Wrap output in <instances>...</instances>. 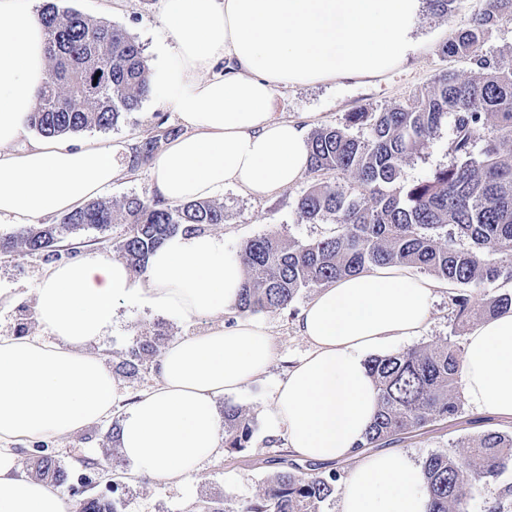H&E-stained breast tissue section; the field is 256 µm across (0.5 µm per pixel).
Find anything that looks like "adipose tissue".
I'll return each instance as SVG.
<instances>
[{"label":"adipose tissue","mask_w":512,"mask_h":512,"mask_svg":"<svg viewBox=\"0 0 512 512\" xmlns=\"http://www.w3.org/2000/svg\"><path fill=\"white\" fill-rule=\"evenodd\" d=\"M422 0H165L173 44L149 71L184 128L150 166L167 203L235 187L266 197L308 169L306 130L274 116L277 88L379 76L417 47ZM224 73H216L218 64ZM48 79L45 32L26 0H0V222L22 227L81 207L109 189L131 155L112 140L71 147L27 141L28 116ZM244 268L222 236L179 232L144 273L107 254L51 267L35 288L41 335L0 336V512H69L56 488L22 472L16 444L74 434L117 415L129 479L188 482L221 452L217 403L256 383L273 357L267 326L251 316L178 336L157 360L158 382L122 404L111 370L88 347L113 327L117 303L181 320L235 307ZM435 283L402 266L337 280L304 307L298 329L310 352L280 382L270 427L299 457L355 459L341 512H428L421 468L399 451L360 457L377 390L370 353L418 335ZM460 384L476 410L512 419V309L476 325Z\"/></svg>","instance_id":"obj_1"}]
</instances>
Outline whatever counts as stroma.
I'll use <instances>...</instances> for the list:
<instances>
[{
	"instance_id": "stroma-1",
	"label": "stroma",
	"mask_w": 512,
	"mask_h": 512,
	"mask_svg": "<svg viewBox=\"0 0 512 512\" xmlns=\"http://www.w3.org/2000/svg\"><path fill=\"white\" fill-rule=\"evenodd\" d=\"M59 5L126 28L143 44L150 61L155 60L160 46L171 42L161 23L163 0H59ZM486 5L487 0H453L445 15L432 6H424L418 20L421 45L400 67L380 76L277 90L274 104L277 117L303 121L315 131L343 124L346 114L359 108L375 112L394 105L413 104L440 71L471 76L474 69L468 60L443 55L441 47L450 30L468 27L473 15ZM161 120L173 128L179 125L176 113L167 109L161 93L155 91L136 111L125 114L116 126L107 130L86 129L69 135L68 140L79 144L91 139L112 138L136 143L149 137ZM451 137V126L443 125L426 147L403 165L401 183L408 185L426 179L437 169L448 166L452 161ZM311 181V174H304L294 185L268 197H255L237 188L225 189L223 195L216 198L217 203L224 206V221L211 226V233L223 236L226 248L232 250L239 249L250 238L270 233L285 240L303 242L319 238L325 231L324 225L300 222L296 214V201ZM125 231L122 224L104 230H82L64 238L50 256L27 253L0 256V286L10 289L16 298L14 305L0 308V336L16 335L22 312L34 308V288L51 265L90 253L115 254L116 244ZM451 296L447 281H440L427 328L403 342V349L437 346L452 339L457 344H465V336L456 333ZM312 297V292H302L288 308L261 315L273 339L274 360L259 382L231 397L232 403L254 421L248 448L222 453L205 463L194 478L182 486L142 479L125 482L115 492L99 485L94 488V495L118 499L121 512H198L201 505L210 501L225 504L234 512L235 508L254 499L277 472L347 474L352 461L331 464L301 459L287 448L283 435L272 431L264 419L273 404L278 383L310 349L298 332V318ZM116 320L118 326L112 335L90 347L91 352L110 367L126 358L136 339L148 338L162 347L174 337L195 334L211 324L207 318L194 322L154 315L133 304L119 305ZM111 428L112 421L106 418L72 436L45 441L40 450L32 444H19L17 452L22 468L31 471L39 454L44 453L73 478L80 474L82 461L88 459L115 465L120 472L128 470L118 443L112 439ZM490 431L511 433L512 421L478 413L468 405L461 416L436 420L398 436L392 447L421 464L437 452L463 456L465 439ZM511 485L512 466L496 480L474 482L468 495V512H487L489 505L495 502L501 504L503 512H512V497L502 496L505 487Z\"/></svg>"
}]
</instances>
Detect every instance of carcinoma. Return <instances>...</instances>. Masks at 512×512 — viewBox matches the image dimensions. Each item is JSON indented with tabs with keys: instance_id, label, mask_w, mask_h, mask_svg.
<instances>
[{
	"instance_id": "1",
	"label": "carcinoma",
	"mask_w": 512,
	"mask_h": 512,
	"mask_svg": "<svg viewBox=\"0 0 512 512\" xmlns=\"http://www.w3.org/2000/svg\"><path fill=\"white\" fill-rule=\"evenodd\" d=\"M512 18V0H488L466 28L448 35L442 54L469 60L471 78L443 71L411 106L379 112L358 109L341 127L327 126L310 137L313 182L298 198L299 220L327 224L313 241H285L276 234L247 240L238 250L245 284L236 304L240 312H273L288 307L304 290L319 288L371 266L402 265L427 271L460 287L512 280V67L484 51L490 32ZM47 36L49 78L39 93L29 124L44 138H58L96 127L108 129L135 111L150 93L141 43L125 28L90 19L53 0L38 10ZM453 118L449 149L453 161L426 180L404 185L402 166L448 118ZM368 129L360 139L352 127ZM496 135L481 136L486 128ZM159 137L132 148L130 167L154 157ZM334 171L351 173L368 188L354 194L322 180ZM224 223V205L207 200L165 203L130 196L119 205L92 201L56 224L29 227L0 238V255L18 250L42 253L65 234L110 224L128 231L117 252L142 272L149 255L179 231L203 232ZM467 240L470 247L460 245ZM461 326L512 307L511 294L489 296L474 309L463 295L452 297ZM157 354L143 339L115 371L135 377ZM462 352L455 343L422 346L368 360L379 395L377 417L359 444L368 448L422 427L454 418L464 410L459 390ZM253 433L252 421L234 404L224 403V447L241 450ZM456 457L433 453L423 473L431 498L429 512H468L466 487L494 479L512 462V436L487 432L463 444ZM336 473L274 474L241 512H320L336 492ZM82 512H119L117 502L88 497Z\"/></svg>"
}]
</instances>
